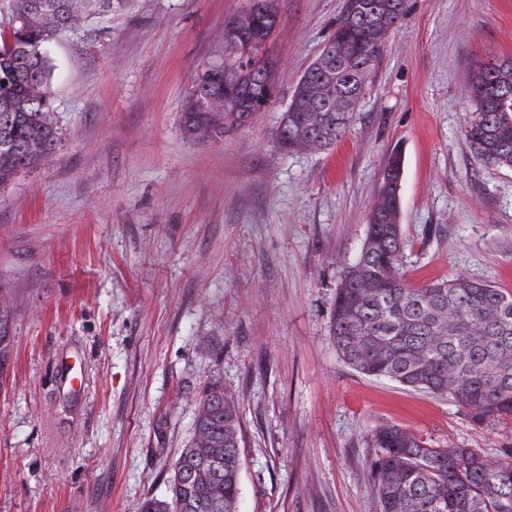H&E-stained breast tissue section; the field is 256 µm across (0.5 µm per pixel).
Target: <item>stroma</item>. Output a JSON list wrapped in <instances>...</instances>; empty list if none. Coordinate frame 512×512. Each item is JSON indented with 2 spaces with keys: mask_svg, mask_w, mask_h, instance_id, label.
<instances>
[{
  "mask_svg": "<svg viewBox=\"0 0 512 512\" xmlns=\"http://www.w3.org/2000/svg\"><path fill=\"white\" fill-rule=\"evenodd\" d=\"M346 0H278L264 110L218 141L180 126L248 0H135L49 44L58 151L0 188V512H138L169 494L204 388L241 415L238 512H377L375 427L500 460L512 421L369 379L330 335L395 144L409 281L512 291V168L464 130L477 65L512 57V0H406L335 144L284 153L295 81ZM13 312L5 302H0V375L5 373L6 366L12 355Z\"/></svg>",
  "mask_w": 512,
  "mask_h": 512,
  "instance_id": "35a3bbf8",
  "label": "stroma"
}]
</instances>
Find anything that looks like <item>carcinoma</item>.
I'll return each mask as SVG.
<instances>
[{"mask_svg": "<svg viewBox=\"0 0 512 512\" xmlns=\"http://www.w3.org/2000/svg\"><path fill=\"white\" fill-rule=\"evenodd\" d=\"M132 0H11L0 33V187L59 147L45 46L77 21H102ZM405 0H346L327 44L298 78L277 143L285 152L336 142L376 68L385 35ZM257 43L224 40V61L206 68L184 104L182 125L195 138L219 139L269 104L276 65L259 56L269 33L258 14ZM239 68L233 111L216 112L224 68ZM467 95L476 115L465 129L486 163L512 167V58L482 63ZM404 157L389 153L357 260L336 290L330 334L358 374L448 396L481 422L512 419V293L462 274L415 286L400 267L405 241L397 220ZM13 312L0 302V375L12 355ZM239 408L224 389L202 396L187 448L173 464L169 495L146 498L139 512H236L242 459ZM371 478L379 512H512V462L492 463L472 448H430L398 425L371 434Z\"/></svg>", "mask_w": 512, "mask_h": 512, "instance_id": "carcinoma-1", "label": "carcinoma"}]
</instances>
